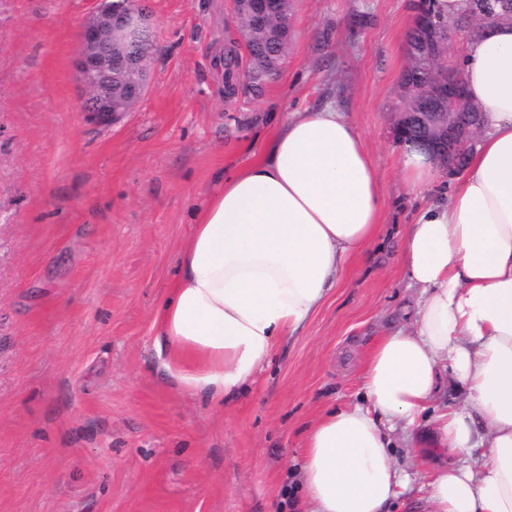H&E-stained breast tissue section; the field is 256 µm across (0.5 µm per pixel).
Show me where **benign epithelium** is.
Segmentation results:
<instances>
[{
	"label": "benign epithelium",
	"mask_w": 512,
	"mask_h": 512,
	"mask_svg": "<svg viewBox=\"0 0 512 512\" xmlns=\"http://www.w3.org/2000/svg\"><path fill=\"white\" fill-rule=\"evenodd\" d=\"M237 16L248 15L263 24L285 11V0H232ZM473 21L464 31L473 37L488 29L486 15L500 23H512V0H474ZM417 46L429 55L452 38L455 30L446 26H417ZM155 51L150 33V14L139 0H100L92 19L79 31L75 69L87 95L82 110L95 121L109 122L130 112L149 89V63ZM416 112H401L398 128L418 122L424 134L405 143H416L442 162L458 160L481 128V112L470 100L455 71L437 61L417 92Z\"/></svg>",
	"instance_id": "1"
}]
</instances>
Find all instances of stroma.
<instances>
[{"label":"stroma","instance_id":"obj_1","mask_svg":"<svg viewBox=\"0 0 512 512\" xmlns=\"http://www.w3.org/2000/svg\"><path fill=\"white\" fill-rule=\"evenodd\" d=\"M413 3L292 0L286 64L255 96L225 87V47L249 63L231 0H149L150 87L103 125L73 66L94 0H0V512H287L308 426L359 401L370 342L419 300L396 135ZM328 102L372 156L379 238L252 383L187 394L153 314L193 212L275 118ZM393 444L412 473L448 459L426 426Z\"/></svg>","mask_w":512,"mask_h":512}]
</instances>
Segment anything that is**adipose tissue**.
<instances>
[{
    "mask_svg": "<svg viewBox=\"0 0 512 512\" xmlns=\"http://www.w3.org/2000/svg\"><path fill=\"white\" fill-rule=\"evenodd\" d=\"M460 75L483 114L479 143L463 177L429 201L432 163L402 158L422 199L402 253L420 299L409 326L373 341L361 402L308 428L292 490L300 512H387L412 491L391 438L420 426L443 373L464 397L434 417L452 460L426 476L428 512H512V25L467 44ZM382 223L373 160L342 112L283 117L197 208L153 317L165 371L193 395L236 393L306 327Z\"/></svg>",
    "mask_w": 512,
    "mask_h": 512,
    "instance_id": "adipose-tissue-1",
    "label": "adipose tissue"
}]
</instances>
